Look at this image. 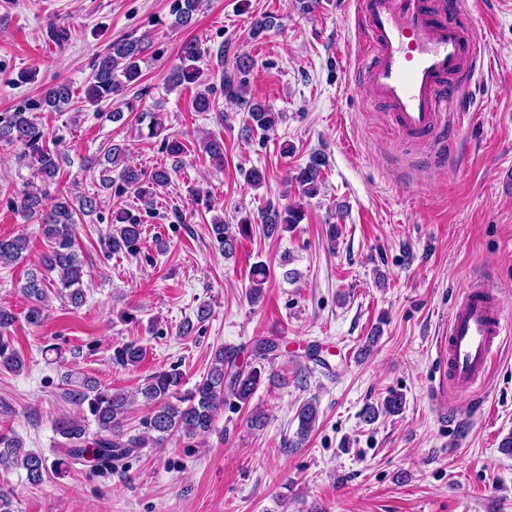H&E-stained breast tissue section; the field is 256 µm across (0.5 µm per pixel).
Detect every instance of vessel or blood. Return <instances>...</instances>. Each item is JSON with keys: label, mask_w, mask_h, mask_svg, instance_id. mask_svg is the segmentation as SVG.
<instances>
[{"label": "vessel or blood", "mask_w": 512, "mask_h": 512, "mask_svg": "<svg viewBox=\"0 0 512 512\" xmlns=\"http://www.w3.org/2000/svg\"><path fill=\"white\" fill-rule=\"evenodd\" d=\"M355 12L371 102L387 108L403 138L433 140L463 109V88L453 77L476 67L480 10L456 0H356ZM509 334L512 320L490 290L466 292L439 342L453 387L478 392Z\"/></svg>", "instance_id": "obj_1"}]
</instances>
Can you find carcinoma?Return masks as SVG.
<instances>
[{"instance_id": "cac0c4a2", "label": "carcinoma", "mask_w": 512, "mask_h": 512, "mask_svg": "<svg viewBox=\"0 0 512 512\" xmlns=\"http://www.w3.org/2000/svg\"><path fill=\"white\" fill-rule=\"evenodd\" d=\"M203 2L204 0H174L170 10V14L174 16L172 26L191 27L195 23V16L203 8ZM143 50L142 38L125 37L110 42L92 65V75L85 88L86 101L92 105L109 102L129 85L138 82L141 78L140 61ZM200 57L199 44L193 40L185 42L178 57L179 63L171 68L167 76L168 85L178 88L203 83L202 72L197 66ZM249 68L250 59L246 56L239 58L235 70L222 75V89L229 101L247 110L251 121L250 130L267 134L274 130L279 115L265 105L245 97V79L242 75ZM75 97L76 92L70 82L56 81L43 89L38 109L69 111L73 109ZM164 144L166 153L173 158L172 166L169 169L159 167L149 176L126 163L123 146L109 145L103 159L97 162L101 167V187H112V168L119 166V180L123 186L132 190L141 200L151 203L157 189L167 186L171 173L180 168L182 155L185 153L184 143L176 138L167 136ZM3 146L20 147L22 159L30 163L34 176L40 180V184L30 185L17 204V210L23 217L39 221L48 246L41 258V270L30 273L22 287L31 303L27 319L32 324H38L44 319L47 291L53 288L66 297L73 307L78 308L83 304L87 272L77 250V223L82 218L97 213L101 200L98 194L89 193L76 197V202L72 203L63 194L52 196L48 193L47 185L55 181L60 171L59 156L47 144V133L31 109L19 108L13 112H0V147ZM203 151L212 164L219 167L224 165L223 141L211 137L203 144ZM325 167L326 159L321 154L310 155L305 164L297 167L293 180L302 196L310 198L319 192ZM301 220V207L290 204L281 208L270 204L261 215L262 229L268 237L293 229ZM112 223L115 228L106 241L108 251L112 254L138 253L143 239V225L123 212L116 214ZM237 229L238 233H233L230 226L221 220L212 224L215 240L226 255L235 249L237 236L250 234V224L246 222L237 225ZM29 245L30 240L26 236L0 237V265H10L17 261L29 250ZM268 277L269 273L264 264L253 265L250 273L251 286L248 290V298L252 304H257L263 297V285ZM14 322L12 312L1 307L0 369L10 372H18L24 366L23 359L8 339V332ZM277 348L278 343L275 340L259 338L251 348V359L265 360ZM239 354L240 351L232 348L218 349L206 377L184 394L181 393L183 374L175 368L148 377L136 390L148 409L141 422L143 431L139 434H131L125 429L130 404L128 396L122 391H112L100 387L92 380H85L79 388L72 390L71 398L78 407L86 408L92 416L97 427L93 437H88L87 425L81 418L64 417L57 420L54 432L60 436V440L55 442L56 458L50 462L43 454L24 449L23 441L12 433L1 431L0 468H21L26 471L29 483L39 485L48 472L63 475L90 456L94 461L95 472L110 474L140 448H163L176 436L193 439L209 435L215 430L216 419L219 411L224 409V403L229 400L241 404L249 402L261 382V369L250 364H238ZM143 357V347L128 342L113 349L112 363L126 368L137 365ZM404 404L403 396L392 392L381 406L366 407L363 417L372 422L381 412H401ZM316 419V406L310 401L304 403L298 412L296 439L284 444V447H301L305 437L315 426Z\"/></svg>"}]
</instances>
